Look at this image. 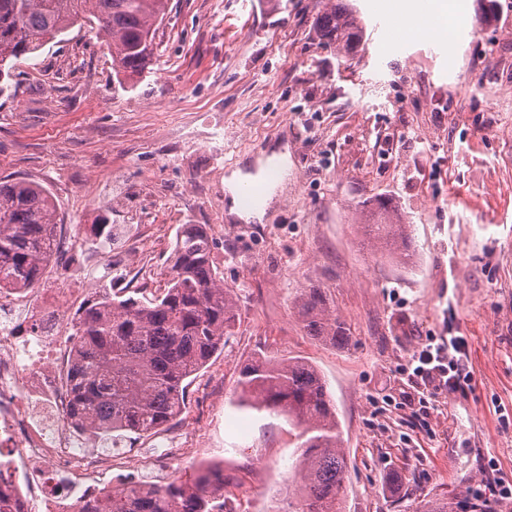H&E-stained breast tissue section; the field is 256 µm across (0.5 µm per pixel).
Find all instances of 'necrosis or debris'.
<instances>
[{
	"instance_id": "obj_1",
	"label": "necrosis or debris",
	"mask_w": 512,
	"mask_h": 512,
	"mask_svg": "<svg viewBox=\"0 0 512 512\" xmlns=\"http://www.w3.org/2000/svg\"><path fill=\"white\" fill-rule=\"evenodd\" d=\"M81 294L0 286V512H79L124 464L69 416L63 369L78 336L66 308Z\"/></svg>"
}]
</instances>
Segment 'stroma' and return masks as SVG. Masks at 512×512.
<instances>
[{
    "label": "stroma",
    "mask_w": 512,
    "mask_h": 512,
    "mask_svg": "<svg viewBox=\"0 0 512 512\" xmlns=\"http://www.w3.org/2000/svg\"><path fill=\"white\" fill-rule=\"evenodd\" d=\"M355 0L349 59L313 31L323 0H171L145 72L117 79L94 31L21 62L0 96V179L46 186L59 224H122V287L158 295L181 225H206L239 323L158 440L186 445L170 476L217 465L250 512H286L300 450L287 419L250 409L241 364L301 357L320 372L349 461L343 512H408L414 497L512 478V0H449V38L398 35L395 7ZM497 20L480 23L484 7ZM287 152L262 221L228 211L224 181ZM97 195L89 199L86 187ZM366 224H407L395 261ZM323 288L352 340L304 331L301 288ZM464 337L471 381L410 374L429 339Z\"/></svg>",
    "instance_id": "1"
}]
</instances>
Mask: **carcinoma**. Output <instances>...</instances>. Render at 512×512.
<instances>
[{
  "instance_id": "1",
  "label": "carcinoma",
  "mask_w": 512,
  "mask_h": 512,
  "mask_svg": "<svg viewBox=\"0 0 512 512\" xmlns=\"http://www.w3.org/2000/svg\"><path fill=\"white\" fill-rule=\"evenodd\" d=\"M168 0H0V95L11 89L13 68L76 26H95L116 76L133 78L154 56ZM318 40L350 57L365 25L350 0H327L315 21ZM56 207L48 190L29 179L0 180V282L32 288L53 253ZM368 238L386 240L391 224H364ZM212 239L202 224H184L156 298L119 299L108 292L83 305L75 319L80 345L65 381L72 413L106 440L151 436L180 417L187 380L222 351L237 321V294L213 268ZM299 315L307 335L344 347L347 324L330 309L323 289H303ZM243 402L288 417L299 432L302 461L294 478L300 500L293 512H342L348 464L336 407L317 369L299 357L258 358L239 370ZM224 469L198 467L158 487L122 484L106 499L112 512H215L224 497ZM413 512H485L469 500L429 493Z\"/></svg>"
}]
</instances>
